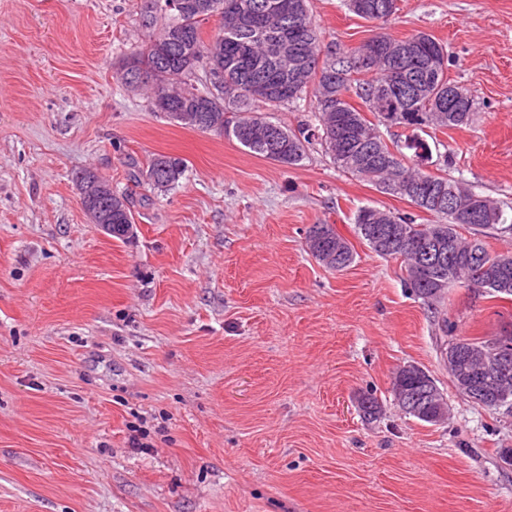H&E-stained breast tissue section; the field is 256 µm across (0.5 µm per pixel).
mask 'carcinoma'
<instances>
[{"label":"carcinoma","mask_w":512,"mask_h":512,"mask_svg":"<svg viewBox=\"0 0 512 512\" xmlns=\"http://www.w3.org/2000/svg\"><path fill=\"white\" fill-rule=\"evenodd\" d=\"M211 0H142L141 17L148 29L158 28L147 41L123 58L114 72L116 80L132 88L150 89L152 111H157L155 96L161 93L172 103L164 115L176 124L213 131L231 137L257 156L284 164H299L306 147L317 143L334 164L346 173L363 178L381 192L409 202L414 207L432 215L429 224H418L409 214L395 213L374 206H361L354 217V231L358 238L373 252L404 264V286L412 296L433 305L445 298L447 289L459 284L468 288L481 287L482 274L470 266L468 252L476 245L484 250L485 262L506 265L512 269V253L491 252L486 242L487 234L500 231L512 233V206L489 199L490 208L480 220L469 221L448 213L443 202L452 191L464 197L472 189L461 178L448 174L452 159L441 156L438 172L423 168L432 157V150L425 139H437V134H448L452 129L468 125L473 116L474 100L470 94L460 101L453 111H448L447 53L445 47L433 36L420 32L405 39H397L384 32V28L397 11L398 0H346L348 9L356 16L378 22L383 32L377 35L378 50L374 57L360 69L359 48L337 49L322 44L320 31L313 11V0H281L285 11L292 12L288 26L300 32L298 56L308 60L309 66L321 64L312 71L303 86H294L282 79L276 62L269 54L268 44L280 32V20L265 16L257 27L241 28L225 15L220 16V26L214 36L203 37V25L215 12L206 4ZM177 31L187 38L185 48L164 53L162 39ZM410 43L413 47L410 62L394 61L395 47ZM262 60L268 73L266 90L253 87L250 69L253 60ZM208 75L201 86L193 77L198 69ZM224 73L222 88H217L209 78L214 69ZM312 95L318 112V124L301 123L290 128L256 112L264 106L269 110L296 107L307 95ZM357 98L362 107L352 102ZM399 104L402 112L395 124L402 129V137L386 142L378 135V147L386 155L379 164L363 165L359 154L373 146V142L355 138L349 143L343 125L348 119L367 110L376 117L387 107ZM187 171L186 160L163 154L153 156L147 166L149 184L160 191L177 186ZM407 184H424V192L413 196L393 191L395 180ZM85 211L98 208L112 211V237L128 240L133 235V216L127 196L112 193V200L101 199L82 202ZM402 226L412 237L437 236L445 246L444 262L424 274V281L414 282L411 271L418 258L403 238H396L390 248L381 251L368 239L375 227ZM467 229L468 234L461 233ZM343 236L333 224H313L306 231V245L312 256L325 267L342 271L354 261V248L346 244L345 264L336 266V241ZM473 369L484 367L476 355L486 350L488 340L467 338ZM419 377L394 374L391 392L399 408L419 421L435 412L430 401H419V407H408L402 399L412 400L422 391ZM363 416L372 420L379 416L381 404L372 392L359 397Z\"/></svg>","instance_id":"carcinoma-1"}]
</instances>
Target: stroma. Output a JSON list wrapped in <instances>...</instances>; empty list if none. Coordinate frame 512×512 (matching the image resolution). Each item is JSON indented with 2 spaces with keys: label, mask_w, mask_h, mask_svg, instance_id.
I'll return each instance as SVG.
<instances>
[{
  "label": "stroma",
  "mask_w": 512,
  "mask_h": 512,
  "mask_svg": "<svg viewBox=\"0 0 512 512\" xmlns=\"http://www.w3.org/2000/svg\"><path fill=\"white\" fill-rule=\"evenodd\" d=\"M398 5L388 33L433 35L474 97L438 153L511 205L512 0ZM140 8L0 0V512H512V414L459 393L444 361L455 338L512 331V297L411 296L354 215L429 214L319 145L282 166L151 111L112 78L148 34ZM314 14L326 44L377 33L344 0ZM157 154L188 165L165 192L133 180ZM84 170L128 195L133 238L91 223ZM314 224L352 241L347 269L307 252ZM406 364L431 375L448 420L399 409ZM366 391L377 419L358 409Z\"/></svg>",
  "instance_id": "obj_1"
}]
</instances>
